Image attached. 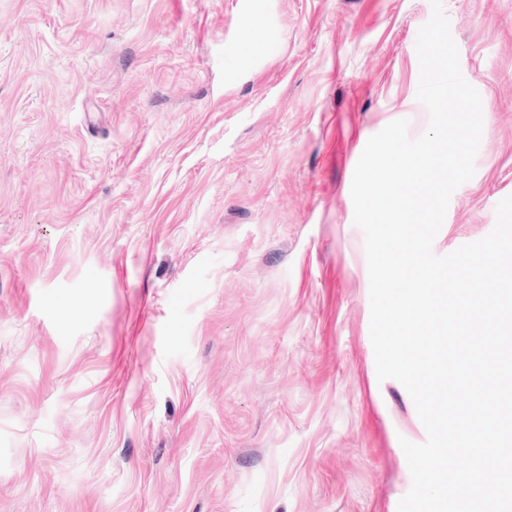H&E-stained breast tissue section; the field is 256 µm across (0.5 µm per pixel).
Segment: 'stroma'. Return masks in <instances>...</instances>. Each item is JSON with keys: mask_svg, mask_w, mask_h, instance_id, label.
Here are the masks:
<instances>
[{"mask_svg": "<svg viewBox=\"0 0 512 512\" xmlns=\"http://www.w3.org/2000/svg\"><path fill=\"white\" fill-rule=\"evenodd\" d=\"M481 95L437 255L512 195V0H443ZM430 0H0V512H397L351 185L421 136Z\"/></svg>", "mask_w": 512, "mask_h": 512, "instance_id": "stroma-1", "label": "stroma"}]
</instances>
